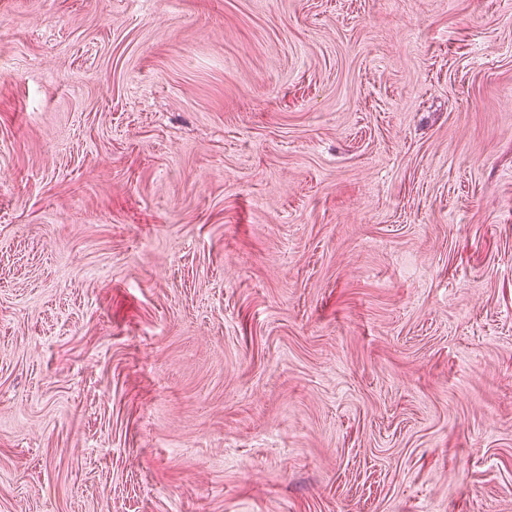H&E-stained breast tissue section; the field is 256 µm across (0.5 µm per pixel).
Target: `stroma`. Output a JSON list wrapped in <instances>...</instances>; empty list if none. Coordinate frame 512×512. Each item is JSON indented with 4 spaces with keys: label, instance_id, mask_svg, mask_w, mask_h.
I'll list each match as a JSON object with an SVG mask.
<instances>
[{
    "label": "stroma",
    "instance_id": "1",
    "mask_svg": "<svg viewBox=\"0 0 512 512\" xmlns=\"http://www.w3.org/2000/svg\"><path fill=\"white\" fill-rule=\"evenodd\" d=\"M0 512H512V0H0Z\"/></svg>",
    "mask_w": 512,
    "mask_h": 512
}]
</instances>
